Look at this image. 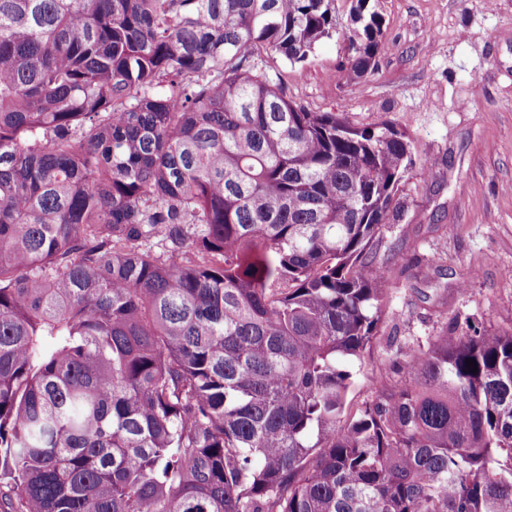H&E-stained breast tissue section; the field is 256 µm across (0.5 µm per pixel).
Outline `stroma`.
I'll return each instance as SVG.
<instances>
[{
    "label": "stroma",
    "instance_id": "1",
    "mask_svg": "<svg viewBox=\"0 0 512 512\" xmlns=\"http://www.w3.org/2000/svg\"><path fill=\"white\" fill-rule=\"evenodd\" d=\"M375 69L352 81L347 42L321 40L303 69L276 54L288 99L351 125L388 122L415 145L396 220L369 250L383 312L353 379L360 405L401 377L397 345L428 349L452 324L512 334V0H378ZM432 167H425V160Z\"/></svg>",
    "mask_w": 512,
    "mask_h": 512
}]
</instances>
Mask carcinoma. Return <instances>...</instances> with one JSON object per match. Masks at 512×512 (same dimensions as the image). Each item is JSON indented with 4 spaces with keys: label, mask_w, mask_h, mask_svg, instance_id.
Masks as SVG:
<instances>
[{
    "label": "carcinoma",
    "mask_w": 512,
    "mask_h": 512,
    "mask_svg": "<svg viewBox=\"0 0 512 512\" xmlns=\"http://www.w3.org/2000/svg\"><path fill=\"white\" fill-rule=\"evenodd\" d=\"M335 2L0 0V512H512V334L348 403L414 144L259 67Z\"/></svg>",
    "instance_id": "1"
}]
</instances>
